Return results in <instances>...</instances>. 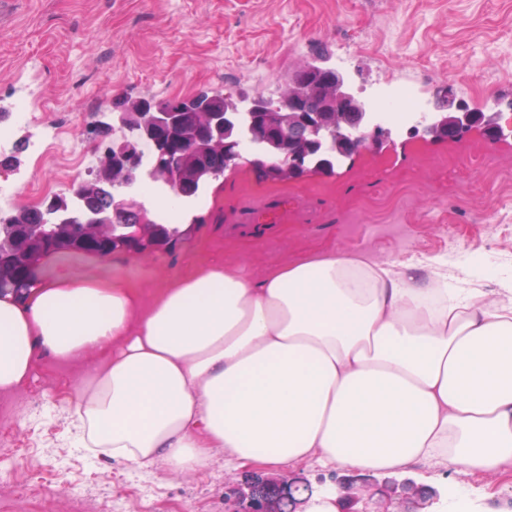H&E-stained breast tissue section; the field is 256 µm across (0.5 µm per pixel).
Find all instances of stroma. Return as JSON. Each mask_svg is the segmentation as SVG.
<instances>
[{"mask_svg":"<svg viewBox=\"0 0 512 512\" xmlns=\"http://www.w3.org/2000/svg\"><path fill=\"white\" fill-rule=\"evenodd\" d=\"M357 49L345 80L415 84L427 98L452 89L458 102L500 113L512 133V0H0V124L11 126V166L0 175L20 185L60 182L81 154L111 144L98 131L125 98L164 100L219 90L233 96L276 94L303 63L335 67L344 46ZM33 100L35 119L12 126L19 93ZM67 126V155L39 163L32 146L46 124ZM484 155L482 190L471 195L467 171L454 161ZM195 232L174 248L103 259L60 254L38 277L75 273L93 281L122 280L148 293L215 259L254 276L317 253L368 252L407 260L443 257L449 266L478 262L475 287L491 291L512 271V136L493 142L469 134L457 143L394 131L380 150L361 151L334 176L257 181L248 166L206 190ZM84 367L39 353L29 383L0 395V464L13 483L0 491V512H103V494L125 499L131 512H221L228 485L289 484L337 488L348 473L315 462L264 466L228 461L214 450L191 474L164 462L134 470L73 448L66 438ZM153 480L157 505L143 507L140 484ZM403 484L410 512H512V464L493 475H469L415 463L386 476ZM87 495L74 500L65 482Z\"/></svg>","mask_w":512,"mask_h":512,"instance_id":"obj_1","label":"stroma"}]
</instances>
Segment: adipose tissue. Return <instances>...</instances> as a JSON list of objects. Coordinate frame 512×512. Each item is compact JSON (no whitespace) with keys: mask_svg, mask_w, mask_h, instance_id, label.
<instances>
[{"mask_svg":"<svg viewBox=\"0 0 512 512\" xmlns=\"http://www.w3.org/2000/svg\"><path fill=\"white\" fill-rule=\"evenodd\" d=\"M321 255L251 276L215 261L149 297L77 277L0 297V394L37 350L91 372L74 447L181 473L317 460L362 473L512 463V273L492 299L458 266Z\"/></svg>","mask_w":512,"mask_h":512,"instance_id":"obj_1","label":"adipose tissue"}]
</instances>
